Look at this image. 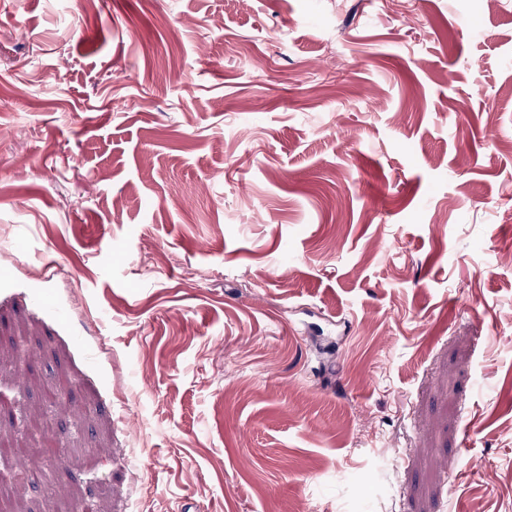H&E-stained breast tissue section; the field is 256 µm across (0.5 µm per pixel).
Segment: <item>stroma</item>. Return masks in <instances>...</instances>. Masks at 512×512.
<instances>
[{
	"label": "stroma",
	"instance_id": "35a3bbf8",
	"mask_svg": "<svg viewBox=\"0 0 512 512\" xmlns=\"http://www.w3.org/2000/svg\"><path fill=\"white\" fill-rule=\"evenodd\" d=\"M0 512H512V0H0Z\"/></svg>",
	"mask_w": 512,
	"mask_h": 512
}]
</instances>
